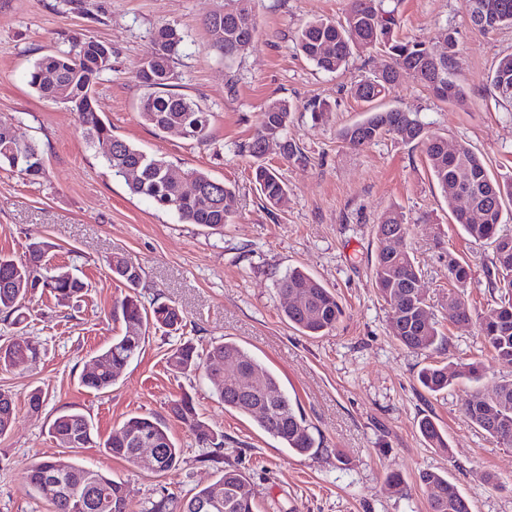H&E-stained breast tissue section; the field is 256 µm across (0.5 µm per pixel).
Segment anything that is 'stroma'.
I'll use <instances>...</instances> for the list:
<instances>
[{
  "mask_svg": "<svg viewBox=\"0 0 512 512\" xmlns=\"http://www.w3.org/2000/svg\"><path fill=\"white\" fill-rule=\"evenodd\" d=\"M347 6L348 0H256L254 43L228 65L205 26L224 0H0V115L12 117L20 139L39 145L46 166L36 183L0 168V253L22 257L33 238L43 237L53 244L51 263L78 266L89 284L76 306L59 307L34 293L22 324L0 321V345L21 339L40 349L35 369L0 370V390L14 394L17 404L14 426L0 436V512H51L23 479L50 457L70 458L122 481L127 512H147L159 489L179 503L212 483L216 466L204 463L205 448L170 413L171 403L185 394L223 433L224 462L245 474L255 512H429L428 491L419 481L425 470L446 475L472 512H512V447L497 444L460 412L474 385L462 380L432 395L417 379L429 363L478 361L486 369L477 385L482 390L512 380V367L494 359L477 324L448 320L449 257L469 265L464 294L477 315L493 303L485 277L491 249L456 225L421 148L390 137L360 149L338 140V131L366 109L349 88L382 65V52L354 54L345 68L324 73L295 47L306 21L342 19ZM385 6L397 11L400 38L439 48L453 33L461 60L454 79L466 98L444 103L406 78L378 108L419 112L430 133L470 145L491 174H512V105L499 101L490 84L499 58L512 54V27L478 31L462 0H385ZM165 23L183 38L174 90L209 112L208 145L159 132L139 115L145 89L135 72L155 29ZM71 37L112 45V70L96 86L95 109L113 135L180 169L233 185L238 209L231 224L220 231L185 224L130 194L107 169L105 146H87L73 114L30 88L33 62L66 48ZM273 99L294 105L288 136L306 156L298 162L283 158L278 147L268 151L267 163L288 184V202L278 209L264 202L243 152L259 112ZM315 102L326 106L316 119L309 109ZM393 207L411 226L407 245L447 338L439 351L415 353L396 342L390 308L375 288V230ZM115 254L144 270L143 300L176 305L186 327L180 336L151 332L138 360L109 392L99 393L84 387L81 377L93 356L124 331L112 317L125 291L107 265ZM296 267L331 288L343 308L328 335H303L281 316L287 300L277 281ZM184 336L202 349L222 338L245 347L304 413L318 452L290 453L250 419L225 410L203 376L169 371L166 354ZM36 387L46 402L34 413L26 395ZM71 408L89 416L102 439L131 416L161 419L181 450L177 469L159 476L98 447H59L49 427ZM426 417L447 436V449L422 437L419 422ZM393 473L402 493L388 486Z\"/></svg>",
  "mask_w": 512,
  "mask_h": 512,
  "instance_id": "1",
  "label": "stroma"
}]
</instances>
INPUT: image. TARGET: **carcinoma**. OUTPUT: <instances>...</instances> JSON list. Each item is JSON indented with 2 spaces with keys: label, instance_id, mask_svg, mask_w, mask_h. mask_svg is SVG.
<instances>
[{
  "label": "carcinoma",
  "instance_id": "1",
  "mask_svg": "<svg viewBox=\"0 0 512 512\" xmlns=\"http://www.w3.org/2000/svg\"><path fill=\"white\" fill-rule=\"evenodd\" d=\"M235 0H225L224 13L206 20L212 44L227 62L242 55L253 43L258 23L254 8L233 12L228 7ZM383 0H348L345 20L334 23L326 18L307 22L297 37V48L318 70L335 73L344 67L356 50L379 49L388 61L372 75L356 82L351 92L357 100L368 103L383 97L402 78L411 76L441 100H458L464 91L452 79L451 72L460 57L453 33H448L446 50L418 41H402L394 36L399 19L395 11L382 7ZM182 42L178 31L168 25L154 33L151 46L136 72V79L148 89L140 101V117L160 132L182 131V138L197 145L210 142L208 112L196 101L172 91L174 64ZM106 43L81 39L67 50H58L37 59L28 73L29 86L39 97L55 102L63 95L65 109L77 119L85 140L93 145L103 139L112 142V153L105 162L112 176L124 180L129 192L150 200L161 209L174 212L185 224H198L221 230L232 222L237 211L236 191L199 170L184 171L163 157L150 155L128 141L112 135L111 124L96 112L95 87L102 75L112 70L104 64L101 48ZM495 95L512 104V55L499 59L492 75ZM293 106L284 100H272L259 113L254 135L245 148L253 160L255 183L272 206L288 202V186L279 174L264 163L262 146L268 142L280 146L285 159L302 161L303 150L288 138ZM385 136L405 144L422 147L426 160L444 198L449 191L466 195L472 205L484 213L483 220L472 223L462 213L454 214L456 223L474 242L492 247L486 268L487 288L499 295V302L479 316L480 336L501 364L512 366V234L501 229L504 199L512 200V175L495 178L489 175L483 160L466 144L448 151L445 139L428 133L417 113L399 108L367 109L359 121L342 128L339 139L353 148L371 145ZM7 166L34 183L45 176V164L38 145L18 142L13 123L0 116V167ZM189 181L195 191L183 190ZM410 233L402 212L391 210L376 225L377 252L373 265L375 286L390 306L389 327L392 337L412 351L437 350L446 344L445 336L432 320V312L423 296L413 294L419 275L416 261L406 247ZM53 244L35 239L28 245V255L15 259L0 254V314L19 322L28 295L35 291L49 294L57 305L66 306L87 291L86 283L67 266H49L45 254ZM112 275L123 282L128 293L113 308V316L124 325V333L98 352L100 370L87 373L82 384L95 391L112 387L121 372L139 357L147 329L154 327L176 332L184 317L169 303L145 304L138 288L143 270L120 256L108 260ZM448 320L459 325L472 322L468 307L455 301L464 299L463 288L470 280L469 266L452 259L448 263ZM279 291L296 299L288 304L283 316L289 325L306 336H323L336 328L342 307L336 295L300 269L288 271L278 282ZM21 355L33 368L40 360L36 346L14 340L0 347V369L16 368L15 357ZM167 365L175 373L204 370L224 408L254 421L265 434L276 439L289 452L313 455L316 440L304 415L293 406L280 388L277 376L262 367L240 344L220 339L210 344L205 354L187 340L170 350ZM255 376L249 387L241 371ZM462 378L478 383L483 367L478 362L450 366L431 364L422 369L418 379L429 392H440ZM467 420L484 430L496 443L512 447V380L498 383L490 394L475 388L462 403ZM171 412L195 436L196 442L214 453L202 462H224V433L212 429L196 411L192 399L184 395L173 402ZM16 417V400L12 393L0 391V435L12 427ZM419 431L434 448H446L448 442L437 425L424 418ZM49 433L66 448L87 444L98 447L131 465H136L140 442L153 440L160 449L154 473L167 475L176 470L180 449L168 428L151 416L129 418L104 441H97L91 421L80 411H66L55 417ZM54 473L57 478L50 479ZM429 491V512H471L468 500L436 471L420 474ZM25 483L40 498L48 501L53 512H126L122 483L104 473L82 466L68 458H49L34 464ZM246 479L236 468L228 467L209 485L194 492L183 504L182 512H254L251 492L240 491Z\"/></svg>",
  "mask_w": 512,
  "mask_h": 512
}]
</instances>
